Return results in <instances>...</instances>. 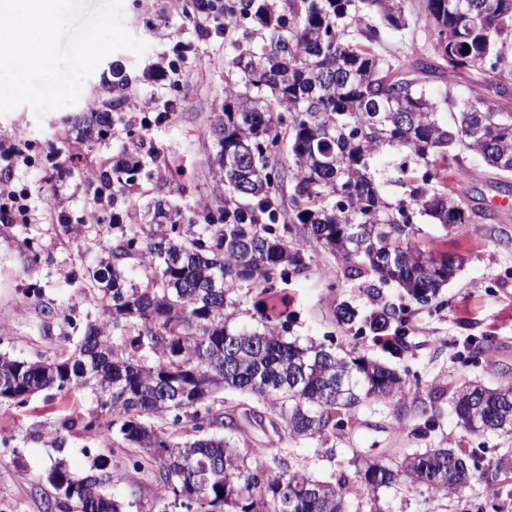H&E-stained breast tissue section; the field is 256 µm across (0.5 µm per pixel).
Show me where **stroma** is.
I'll list each match as a JSON object with an SVG mask.
<instances>
[{
	"label": "stroma",
	"mask_w": 512,
	"mask_h": 512,
	"mask_svg": "<svg viewBox=\"0 0 512 512\" xmlns=\"http://www.w3.org/2000/svg\"><path fill=\"white\" fill-rule=\"evenodd\" d=\"M122 13L127 32L147 46L142 55L125 49L107 55L85 80L75 104L42 115L22 104L0 115V147L15 144L26 151L25 161L12 171V180L28 189L33 213L24 224L0 223V336L8 337L4 349L15 356H55L67 347L72 333L67 315L86 312L87 294L94 287L86 272L107 260L104 246L112 238L111 225L82 221L92 182L101 172L111 170L119 158L138 153L128 131L145 100L161 103L169 98V83L160 79L159 71L179 41L190 46L184 63L190 76L179 92L190 96L192 104L171 113L166 122L146 134L144 141L158 152L159 161L151 167V178L139 181L131 192L136 203L132 221L142 223L146 206L167 198V185L172 181L188 188L177 201L185 213L224 204L227 189L209 164L216 145L204 130L222 111L228 76L225 60L240 31L228 38H201L194 30L195 15L172 10L169 0H123ZM117 63L131 82L130 98L114 112L106 140H80L71 133L70 120L85 112L104 111L113 99L112 67ZM73 153L82 154L80 166L70 163ZM465 165L469 176L458 191L470 205L486 209L489 217L463 233L439 224H421V244L463 256L464 263L441 291L444 307L440 312L413 309L401 353L371 337L355 335L338 324L334 310L341 302L362 314L384 303L397 306L406 301L402 290L393 285L369 290L362 280L345 276L342 262L333 253L309 235L301 237L312 262L307 274L293 277L285 287L292 335L330 338L339 352L409 369L423 382L402 401L361 408L350 428L328 444L301 445L298 455L317 477L324 479L335 469L347 468L352 448L373 458L395 456L405 448L448 445L483 447L489 462L502 454L497 438H478L459 427L447 399L448 392L467 380L493 386L512 384V189L500 184L480 157L467 156ZM51 189L56 190L72 224L80 226V234L65 235L46 213L44 197ZM34 248L41 252L42 261L33 269L29 259ZM30 277L42 285L46 303L55 310L53 317H44L24 298L22 288ZM481 336L494 337L496 348L473 366L459 352L466 339ZM223 397L225 411L238 421L234 438L239 446L289 447L288 438L276 436L269 424L252 421V414H266V407L232 390L224 391ZM427 402L437 416L435 431L425 436L399 432V423L417 422ZM97 408V398L88 389L65 398L41 392L22 405L0 404V438L12 448L6 459H0V512H44L49 487L43 474L54 460L64 459L72 471L81 474L96 455L107 452L100 434L75 431L66 434L62 445L53 443L65 415ZM329 449L335 454L331 462L325 458ZM502 487L503 494L492 499L479 483L451 499L421 486L400 487L390 491L388 498L393 512H512V482H503Z\"/></svg>",
	"instance_id": "1"
}]
</instances>
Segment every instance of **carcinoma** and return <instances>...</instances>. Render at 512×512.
I'll return each mask as SVG.
<instances>
[{"instance_id":"carcinoma-1","label":"carcinoma","mask_w":512,"mask_h":512,"mask_svg":"<svg viewBox=\"0 0 512 512\" xmlns=\"http://www.w3.org/2000/svg\"><path fill=\"white\" fill-rule=\"evenodd\" d=\"M242 0L226 10L249 23L232 47L224 112L205 134L217 151L210 165L237 197L213 212L184 214L155 204L153 223L133 224L116 209L109 261L92 274L101 284L87 314L73 323L77 341L50 359L0 352V403H22L53 391L89 388L100 414L65 416V432L112 435L135 470L153 474L154 493L138 512H391L381 492L400 484L455 495L477 468L472 448H408L397 459L352 449L350 467L321 479L292 464L296 446L326 443L364 404L385 403L411 388L396 369L364 355L342 356L333 343L290 335V318L269 302L289 277L310 270L295 225L305 226L340 258L344 275L394 283L420 308L438 296L461 259L419 244L417 224L460 229L481 211L456 191L464 155L475 154L500 178L512 176V112L499 102L512 78V0ZM369 14L395 30L424 31L437 63L386 57ZM469 52H464V48ZM472 73L489 91L431 96L437 76ZM111 109L128 89L114 66ZM449 111L451 119L443 117ZM83 135L104 138L108 112L80 117ZM288 145L292 223H277L274 159ZM403 150L412 164L396 169L403 189L391 202L371 172L374 156ZM147 176L136 159L101 174L112 199ZM149 268L144 285L126 263ZM257 291L255 323L237 321L240 293ZM410 309L382 305L364 329L400 352ZM495 339H469L463 355L477 363ZM226 390L245 394L283 421L291 448L240 447L220 430L236 419L216 406ZM458 424L474 436L512 440V384H470L450 396ZM500 466L487 468L484 492L496 496ZM52 489L45 512H126L107 494L125 473L97 456L83 476L64 460L44 474Z\"/></svg>"}]
</instances>
